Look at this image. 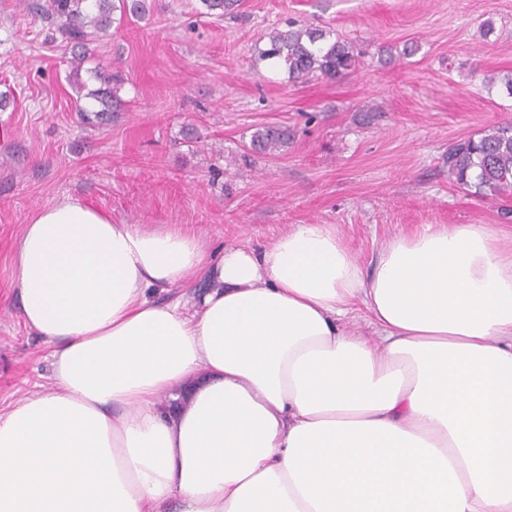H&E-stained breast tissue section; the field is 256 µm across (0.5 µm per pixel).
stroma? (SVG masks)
<instances>
[{"label": "stroma", "instance_id": "35a3bbf8", "mask_svg": "<svg viewBox=\"0 0 512 512\" xmlns=\"http://www.w3.org/2000/svg\"><path fill=\"white\" fill-rule=\"evenodd\" d=\"M146 6L144 19L113 20L76 75L56 24L0 0L1 410L53 384L12 269L29 215L63 197L214 250L332 224L366 268L382 241L422 224L512 231V197L459 188L443 163L449 145L512 121V0H239L224 19L199 0ZM291 19L348 39L355 72L301 85L261 60L266 33ZM101 65L121 74V105L98 128L82 123L95 102L76 84L96 89ZM264 125L293 133L277 156L245 148Z\"/></svg>", "mask_w": 512, "mask_h": 512}]
</instances>
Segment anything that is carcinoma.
I'll return each mask as SVG.
<instances>
[{
	"mask_svg": "<svg viewBox=\"0 0 512 512\" xmlns=\"http://www.w3.org/2000/svg\"><path fill=\"white\" fill-rule=\"evenodd\" d=\"M24 8L45 20L60 22L59 32L71 45L73 73H78L86 59L89 45L112 25V13L141 18L146 14L145 0H45V4L21 0ZM209 15L233 13L237 0H200ZM269 48L261 59L283 65L295 83L313 80H340L354 72L359 55L347 41L325 40L322 30L309 25L288 22L283 30L273 28L266 33ZM100 87L89 93L101 108L83 113L88 123L102 124L111 118L112 108L119 103L114 84L119 76L106 67L95 73ZM288 131L271 126L255 129L250 135L251 151L273 156L288 146ZM448 176L460 188L474 190L481 196L512 195V122L499 123L461 139L448 147L444 156Z\"/></svg>",
	"mask_w": 512,
	"mask_h": 512,
	"instance_id": "carcinoma-1",
	"label": "carcinoma"
}]
</instances>
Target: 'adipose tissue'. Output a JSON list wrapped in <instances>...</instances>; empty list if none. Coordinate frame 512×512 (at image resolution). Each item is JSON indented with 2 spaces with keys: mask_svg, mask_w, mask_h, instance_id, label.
Wrapping results in <instances>:
<instances>
[{
  "mask_svg": "<svg viewBox=\"0 0 512 512\" xmlns=\"http://www.w3.org/2000/svg\"><path fill=\"white\" fill-rule=\"evenodd\" d=\"M13 283L54 385L0 412V512H512V233L423 224L367 271L332 224L213 253L67 197Z\"/></svg>",
  "mask_w": 512,
  "mask_h": 512,
  "instance_id": "ef3b65f1",
  "label": "adipose tissue"
}]
</instances>
